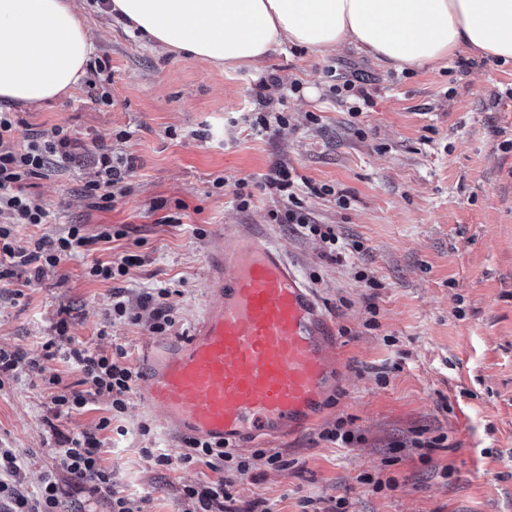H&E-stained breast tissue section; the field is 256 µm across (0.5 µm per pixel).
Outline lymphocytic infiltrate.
Returning <instances> with one entry per match:
<instances>
[{"label": "lymphocytic infiltrate", "mask_w": 512, "mask_h": 512, "mask_svg": "<svg viewBox=\"0 0 512 512\" xmlns=\"http://www.w3.org/2000/svg\"><path fill=\"white\" fill-rule=\"evenodd\" d=\"M19 124L16 113L0 108V215L5 218L0 224V280L9 278L16 267H33L35 276H42L46 269L81 255L92 240L86 236L82 225L71 224L58 235L38 238L32 249L14 248V225L44 224L49 218L47 209L24 192V182L71 157V139L62 127L30 131L23 145L18 146L14 143V134ZM132 171L128 158L102 153L95 177L86 182L84 191L103 202H113L124 195L125 179ZM235 187L239 209L251 206L255 192L279 195L288 203L283 215L286 223L301 225L319 236L327 246L336 245L338 238L334 231L313 222L305 211L297 175L287 164L276 163L255 184L239 180ZM167 295V289L155 288L140 293L137 300L131 301L126 299L122 289H115L110 320L114 323L135 322L146 315L154 332H166L175 324ZM59 357L79 372L78 388L62 385L58 375L52 374L40 360H27L20 353L2 349L0 375L15 370L19 363H26L31 372L53 386L51 402L58 413L67 416L83 412L97 397H108L110 414L98 424L99 430L107 429L112 419L124 414L128 396L140 377L139 371L125 363V353L120 349L107 354L69 346L60 351ZM101 445L97 432L77 431L66 437L63 448L58 449V464L79 482L92 484L97 490H111L112 473L101 464ZM143 454L161 466L202 463L217 473V480L185 487L184 495L191 502L193 512H226L232 496L227 489V480L221 477L222 472L230 466L244 475L251 468L249 459L234 455L231 449L217 448L212 443L196 439L186 440L183 452L175 457L154 448L144 449ZM19 469L17 456L10 449L0 448V495L9 501L7 512H56L59 487L52 477H45L39 495L32 499L7 482L8 476L17 474Z\"/></svg>", "instance_id": "obj_1"}]
</instances>
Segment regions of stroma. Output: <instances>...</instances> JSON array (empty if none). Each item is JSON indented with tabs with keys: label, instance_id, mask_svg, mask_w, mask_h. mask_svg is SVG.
I'll return each mask as SVG.
<instances>
[{
	"label": "stroma",
	"instance_id": "stroma-1",
	"mask_svg": "<svg viewBox=\"0 0 512 512\" xmlns=\"http://www.w3.org/2000/svg\"><path fill=\"white\" fill-rule=\"evenodd\" d=\"M84 6L95 63L72 92L18 110L16 141L60 126L73 159L27 181L52 218L17 226L14 240L29 249L79 224L94 242L41 278L23 267L0 282V349L40 358L47 342H73L123 349L138 366L157 334L145 320L110 324L114 289L132 299L168 289L171 333L187 335L207 300L211 237L228 224H264L335 317L343 372L314 425L266 446L287 469L239 449L253 468L226 474L235 512L254 499L268 512H333L341 498L348 512H512V63L465 50L447 66L400 72L349 47H289L225 70L151 46L96 0ZM331 67L368 77L371 103L359 117L330 97ZM270 72L302 88L287 98V126L258 134L254 89ZM105 91L111 104L99 100ZM104 148L130 157L134 171L125 195L100 207L83 186ZM279 162L333 188L305 200L351 252L335 256L308 230L270 220L284 208L279 197L259 193L250 209L236 208L234 181L259 180ZM105 228L118 238L97 241ZM126 254L140 262L125 277L88 276L91 264ZM107 414L101 397L82 414L56 415L48 386L23 367L0 379V448L20 464L13 484L33 498L52 476L58 512H110L116 494L140 512H188L184 487L216 480L201 463L163 467L143 457L146 448L175 457L184 444L133 394L99 434L112 492L77 483L56 450ZM340 419L359 442L320 439ZM418 429L442 437L441 446L403 447ZM364 474L396 485L372 490L359 483Z\"/></svg>",
	"mask_w": 512,
	"mask_h": 512
}]
</instances>
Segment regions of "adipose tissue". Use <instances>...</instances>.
Wrapping results in <instances>:
<instances>
[{
  "label": "adipose tissue",
  "instance_id": "1",
  "mask_svg": "<svg viewBox=\"0 0 512 512\" xmlns=\"http://www.w3.org/2000/svg\"><path fill=\"white\" fill-rule=\"evenodd\" d=\"M149 44L225 68L286 45H347L401 70L467 47L512 61V0H111ZM95 50L72 0H0V101L39 105L71 92Z\"/></svg>",
  "mask_w": 512,
  "mask_h": 512
}]
</instances>
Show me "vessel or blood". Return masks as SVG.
<instances>
[{"mask_svg": "<svg viewBox=\"0 0 512 512\" xmlns=\"http://www.w3.org/2000/svg\"><path fill=\"white\" fill-rule=\"evenodd\" d=\"M205 288L191 333L145 348L143 405L177 436L230 448L317 421L336 382V320L264 225L216 236Z\"/></svg>", "mask_w": 512, "mask_h": 512, "instance_id": "vessel-or-blood-1", "label": "vessel or blood"}]
</instances>
